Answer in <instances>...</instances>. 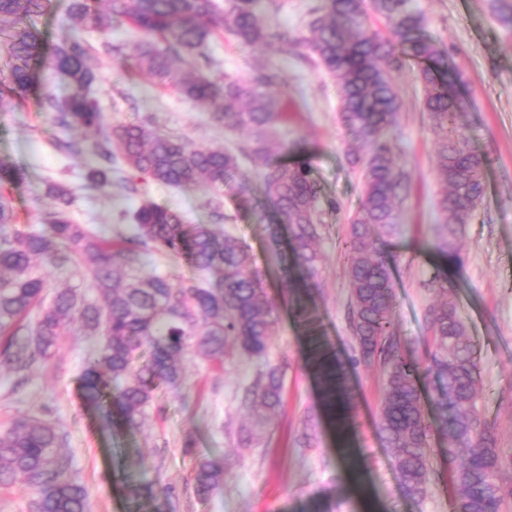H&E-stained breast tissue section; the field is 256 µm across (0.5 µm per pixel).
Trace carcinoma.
I'll return each instance as SVG.
<instances>
[{"label":"carcinoma","instance_id":"1","mask_svg":"<svg viewBox=\"0 0 512 512\" xmlns=\"http://www.w3.org/2000/svg\"><path fill=\"white\" fill-rule=\"evenodd\" d=\"M227 2L221 11L214 0H70L66 23L49 51L36 19L50 9L51 0H0V112L25 102L33 69L44 66L71 85L62 102L46 93L44 110L54 114L61 128L94 131L88 148L74 140L56 144L67 155L90 156L89 187L128 190L126 172L131 171L166 186L216 195L239 173L240 158L269 156L276 129L287 119L275 98L280 76L264 70L249 79L226 75L218 82L201 72L184 74L176 64L199 58L213 64L206 48L221 29L244 45L263 43L284 53L309 50L335 81L340 120L367 154L351 161L362 164V198L349 219L345 242L356 343L347 363L321 336L313 315L322 262L318 245L326 232L323 216L337 209L336 201L321 195L305 159L290 165L268 161L260 176L276 213L272 233L278 234L282 225L288 228L283 274L292 285L291 311L307 335L306 365L320 379L323 405L340 425L352 403L345 385L348 369L383 367L378 429L407 497L419 500L427 494L435 431L448 441V458L456 462L448 475L453 512H503L505 492L498 474L508 462L477 406L480 372L448 281L439 272L430 280L443 302L428 309V358L417 366L396 342L390 267L373 242L376 231H396L408 195L409 175L398 165L388 133L402 106L394 73L413 60L419 64L421 107L437 136L439 171L447 185L436 201L440 249L449 264L464 267L457 241L483 201L486 158L470 150L456 125L470 101L448 78L445 52L423 35L425 17L414 0H372L373 10L391 27L390 38L365 24L364 0H320L307 33L300 36L270 27L257 11V0ZM126 27L140 35L131 48L132 67L174 87L214 123L251 132L252 143L237 153L222 146L200 148L159 133L149 121L107 122L91 94L97 74L86 35L97 33L102 52L110 56L120 52L111 33ZM22 179L19 167L0 159V362L25 373L52 357L58 337L70 332L97 336L80 376L85 397L118 408L126 425L138 428L156 410V389L183 377L188 354L222 368L233 364L227 350L231 343L255 366L254 380L237 396L240 407L254 417L253 428L240 437L242 447H251L281 405L284 381L269 358L278 303L269 297L246 246L220 224H189L177 210L151 199L109 234L97 224H76L70 215L72 192L61 183L46 190L51 200L43 212L46 233L18 223L3 192ZM156 256L187 257L197 277L173 286L167 276L146 271ZM51 269L69 270L85 289L47 296ZM428 375L439 382L434 425L422 404L421 379ZM63 445V436L47 419L26 417L0 427V485L23 476L36 492L31 512H88V491L67 475ZM223 482L222 460L198 461V499L208 500Z\"/></svg>","mask_w":512,"mask_h":512}]
</instances>
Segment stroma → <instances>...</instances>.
<instances>
[{"instance_id": "obj_1", "label": "stroma", "mask_w": 512, "mask_h": 512, "mask_svg": "<svg viewBox=\"0 0 512 512\" xmlns=\"http://www.w3.org/2000/svg\"><path fill=\"white\" fill-rule=\"evenodd\" d=\"M316 3L259 0L258 8L270 26L301 33L306 13ZM418 3L427 35L447 52L465 83L471 105L459 115L458 124L470 146L488 158L486 192L461 238L464 269H449L433 247V226L439 221L435 202L445 190L435 156L436 136L421 108L418 66L406 64L394 75L402 108L392 137L399 164L411 176L410 194L397 233L378 241L377 247L392 264L393 316L404 355L417 364L426 360V312L438 300L429 280L434 272L446 271L482 372L479 406L496 429L502 456L512 458V28L497 22L490 0ZM132 40L129 33L113 32L119 53L93 60L97 80L91 93L109 121L121 125L148 117L162 132L199 147L235 150L248 143V133L213 125L173 88L128 69L125 56ZM208 52L223 75L247 78L267 65L282 72L278 94L288 121L275 156L309 160L323 195L339 205L338 212L324 217L317 313L330 345L341 358H349L355 343L347 320L350 284L342 247L349 236V217L360 205L361 171L347 161L352 139L337 112L336 85L299 55L246 47L225 31L210 39ZM70 91L67 79L48 78L39 67L25 103L0 112V158L25 174L10 194L19 223L40 224L43 206L37 198L57 182L71 188L70 212L78 224L120 223L122 211L138 207L146 197L184 213L189 223H213L216 210L199 191L173 189L138 174L130 191L116 188L107 195L88 188L85 158L63 155L55 143L88 142L92 133L57 127L42 108L45 93L63 98ZM262 168L257 160L243 161L241 175L251 188L248 202L228 191L218 210L225 216V232L245 243L279 304L272 358L284 369L283 404L254 447L237 446V432L248 414L238 407L235 392L254 376L249 361L239 360L223 372L191 358L178 384L159 388L161 415L131 430L119 410L104 413L82 398L79 375L95 340L72 334L59 337L53 357L34 368L22 387H15L14 375L0 368V424L28 416L56 422L65 440L68 472L89 491V512H155L151 500L134 495L148 483L171 488L172 512H452L446 489L448 457L439 436L430 440L434 475L426 496L412 500L402 490L377 427L384 379L380 367H361L347 377L355 395L348 424L355 465L343 466L336 422L322 409L318 381L305 366L306 339L289 312L282 276L286 239L272 236L264 218L267 208L257 192ZM307 425L314 430L313 445L296 447L294 440ZM189 439L194 447L188 452L184 443ZM202 455L224 461V484L205 502L193 485V469Z\"/></svg>"}]
</instances>
